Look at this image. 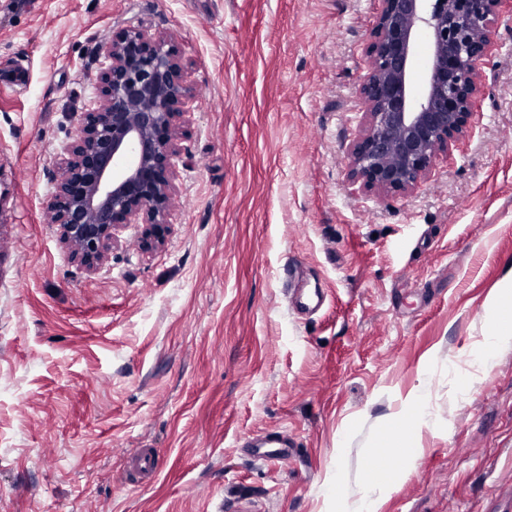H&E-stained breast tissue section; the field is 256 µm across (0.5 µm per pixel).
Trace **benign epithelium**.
I'll list each match as a JSON object with an SVG mask.
<instances>
[{"instance_id":"obj_1","label":"benign epithelium","mask_w":512,"mask_h":512,"mask_svg":"<svg viewBox=\"0 0 512 512\" xmlns=\"http://www.w3.org/2000/svg\"><path fill=\"white\" fill-rule=\"evenodd\" d=\"M512 0H379L360 87L367 124L348 151L351 177L377 193L406 192L466 136L483 94L480 64ZM432 34L421 98L410 75L417 32ZM96 105L80 113L48 200L60 239L88 271L108 259L115 232L142 224V249L161 247L175 190L173 159L192 96L176 39L127 26L98 44Z\"/></svg>"}]
</instances>
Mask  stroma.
<instances>
[{"label": "stroma", "mask_w": 512, "mask_h": 512, "mask_svg": "<svg viewBox=\"0 0 512 512\" xmlns=\"http://www.w3.org/2000/svg\"><path fill=\"white\" fill-rule=\"evenodd\" d=\"M378 8L0 10V512H347L370 446L414 427L405 400L425 383L442 425L419 457L395 455L378 512H512V346L456 390L512 267V13L462 143L413 190L378 194L352 183L347 158ZM129 25L176 36L194 96L164 245L142 250V225H125L90 273L44 202L74 112L95 102L96 47ZM268 435L294 457L254 459ZM138 448L162 469L121 483Z\"/></svg>", "instance_id": "stroma-1"}]
</instances>
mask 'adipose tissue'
I'll list each match as a JSON object with an SVG mask.
<instances>
[{"label":"adipose tissue","instance_id":"1","mask_svg":"<svg viewBox=\"0 0 512 512\" xmlns=\"http://www.w3.org/2000/svg\"><path fill=\"white\" fill-rule=\"evenodd\" d=\"M484 329L490 336V343H481L467 353L470 374L460 381L461 390H469L479 375L488 373L495 363V348L512 343V270L508 271L504 285L494 298L485 306L483 314ZM410 406L416 418L413 429L403 431L398 441L399 447L410 453H417L423 431H436L439 416L435 412L427 387H420L410 396Z\"/></svg>","mask_w":512,"mask_h":512}]
</instances>
